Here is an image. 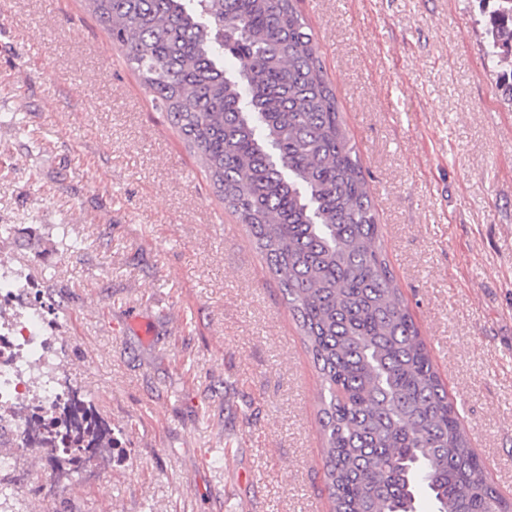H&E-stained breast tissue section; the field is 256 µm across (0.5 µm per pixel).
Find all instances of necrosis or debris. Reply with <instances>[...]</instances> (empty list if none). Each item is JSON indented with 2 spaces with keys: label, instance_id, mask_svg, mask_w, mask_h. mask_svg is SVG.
I'll list each match as a JSON object with an SVG mask.
<instances>
[{
  "label": "necrosis or debris",
  "instance_id": "obj_1",
  "mask_svg": "<svg viewBox=\"0 0 512 512\" xmlns=\"http://www.w3.org/2000/svg\"><path fill=\"white\" fill-rule=\"evenodd\" d=\"M37 290L23 279L12 260L0 258V309L7 316L0 320V404L14 411L10 435L14 440L27 438L38 420L46 419L63 390L62 382L46 387L39 401H31L20 361L39 355L44 361L58 359L50 337L45 336L46 316L36 303Z\"/></svg>",
  "mask_w": 512,
  "mask_h": 512
}]
</instances>
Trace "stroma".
<instances>
[{"mask_svg": "<svg viewBox=\"0 0 512 512\" xmlns=\"http://www.w3.org/2000/svg\"><path fill=\"white\" fill-rule=\"evenodd\" d=\"M300 7L389 265L512 502V103L479 0ZM0 224L117 440L18 512H328L321 380L279 284L82 0H0Z\"/></svg>", "mask_w": 512, "mask_h": 512, "instance_id": "obj_1", "label": "stroma"}]
</instances>
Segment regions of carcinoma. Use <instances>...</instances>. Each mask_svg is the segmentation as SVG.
Masks as SVG:
<instances>
[{
    "label": "carcinoma",
    "mask_w": 512,
    "mask_h": 512,
    "mask_svg": "<svg viewBox=\"0 0 512 512\" xmlns=\"http://www.w3.org/2000/svg\"><path fill=\"white\" fill-rule=\"evenodd\" d=\"M486 38L512 103V0ZM265 258L323 382L331 512H512L489 480L389 268L362 164L299 0H83ZM234 64L224 67V60ZM51 425L112 457V426L71 383ZM41 423L21 445L43 452Z\"/></svg>",
    "instance_id": "obj_1"
}]
</instances>
